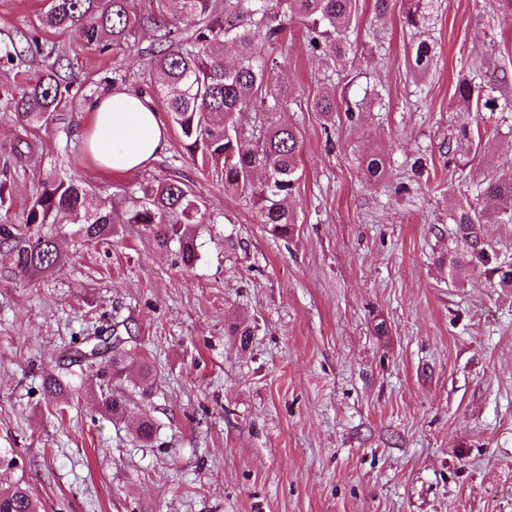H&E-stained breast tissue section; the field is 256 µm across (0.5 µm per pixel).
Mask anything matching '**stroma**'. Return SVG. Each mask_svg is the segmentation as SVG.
Instances as JSON below:
<instances>
[{
  "label": "stroma",
  "instance_id": "35a3bbf8",
  "mask_svg": "<svg viewBox=\"0 0 512 512\" xmlns=\"http://www.w3.org/2000/svg\"><path fill=\"white\" fill-rule=\"evenodd\" d=\"M44 7L0 0V45L32 33L70 63L65 108L25 127L10 99L46 61L37 47L0 59V175L13 194L0 221L20 223L50 175L84 181L117 212L175 175L212 221L190 268L139 224L103 243L61 237L64 262L32 279L0 255V481L25 482L41 512H512V293L448 269L464 248L450 210L512 169V112H457L454 85L464 66L485 82L512 75V13L438 0V65L421 82L409 33L376 22L371 0L358 2L342 65L311 55L298 23L285 51L256 44L281 62L282 118L303 134L297 222L279 237L175 128L161 159L100 173L82 138L87 108L118 74L152 95L151 40L117 54L89 46L43 28ZM323 94L336 98L330 122L314 108ZM463 122L487 151L459 174L447 150ZM374 154L379 181L364 176ZM112 332L128 353L118 385L135 402L122 419L101 399L111 355L81 367L67 357ZM47 370L66 386L52 401ZM142 415L156 427L148 445L134 437Z\"/></svg>",
  "mask_w": 512,
  "mask_h": 512
}]
</instances>
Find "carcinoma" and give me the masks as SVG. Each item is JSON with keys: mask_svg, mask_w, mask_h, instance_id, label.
<instances>
[{"mask_svg": "<svg viewBox=\"0 0 512 512\" xmlns=\"http://www.w3.org/2000/svg\"><path fill=\"white\" fill-rule=\"evenodd\" d=\"M170 0H151L152 8L135 13V0H49L40 17L43 27L74 30L89 45L114 49L132 47L147 32L157 50L151 71L156 97L171 124L180 132L185 149L224 182V189L242 196L275 234L290 233L296 215L288 208L303 170L300 167L301 133L276 115L288 109L286 83L275 77L277 58H259L254 46L264 42L285 47L288 28L299 20L308 49L316 54L334 44L336 63L351 50L349 32L356 17V0H176L179 16L173 24L158 21ZM437 0H372L377 22L399 16L411 35L407 64L416 77L426 76L436 65V48L428 36ZM237 48V58L224 61L225 45ZM41 53L52 59L43 78L11 100L16 118L34 124L58 111L65 99L53 47ZM507 72L493 82H478L462 73L454 88L460 112H495L500 105L498 86L508 84ZM248 109L261 114L259 124L246 129L236 115ZM483 150L470 127L461 125L448 140V162ZM122 213L94 206L92 194L79 181L47 177L20 224L0 223V253L9 257L14 274L35 277L62 262L57 234L45 232L51 224L60 229L73 224L74 233L88 242L112 237L114 224H141L161 247L178 244L180 264L190 268L198 260L194 226L207 220L206 207L178 177L157 180L140 188ZM512 212V171L493 176L476 190L475 204L453 208L452 220L466 242L463 254H448V267L481 270L512 291V262L501 260L485 240L481 227L493 219L494 208ZM106 409L116 417L130 410V400L112 385L102 390ZM139 442L153 441L155 425L138 420ZM0 512H37L30 490L20 484L0 487Z\"/></svg>", "mask_w": 512, "mask_h": 512, "instance_id": "obj_1", "label": "carcinoma"}]
</instances>
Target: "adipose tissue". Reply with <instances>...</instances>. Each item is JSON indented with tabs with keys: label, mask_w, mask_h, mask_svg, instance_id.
I'll return each mask as SVG.
<instances>
[{
	"label": "adipose tissue",
	"mask_w": 512,
	"mask_h": 512,
	"mask_svg": "<svg viewBox=\"0 0 512 512\" xmlns=\"http://www.w3.org/2000/svg\"><path fill=\"white\" fill-rule=\"evenodd\" d=\"M84 137L96 164L112 173L139 170L168 145L152 102L124 89L106 92L90 104Z\"/></svg>",
	"instance_id": "1"
}]
</instances>
